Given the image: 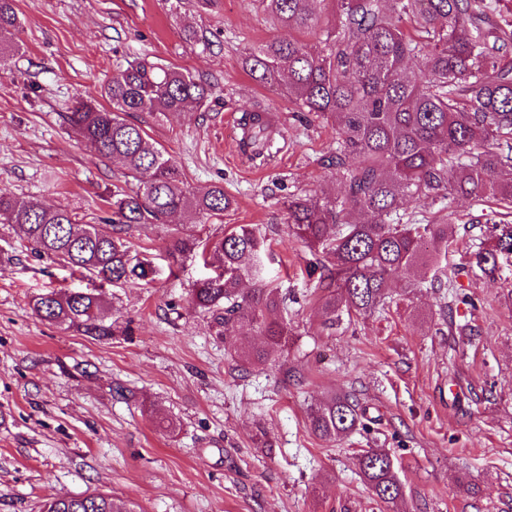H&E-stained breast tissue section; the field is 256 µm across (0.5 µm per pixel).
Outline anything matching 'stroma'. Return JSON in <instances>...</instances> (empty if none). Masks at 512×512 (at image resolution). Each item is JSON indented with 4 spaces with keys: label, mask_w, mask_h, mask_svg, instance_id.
I'll list each match as a JSON object with an SVG mask.
<instances>
[{
    "label": "stroma",
    "mask_w": 512,
    "mask_h": 512,
    "mask_svg": "<svg viewBox=\"0 0 512 512\" xmlns=\"http://www.w3.org/2000/svg\"><path fill=\"white\" fill-rule=\"evenodd\" d=\"M16 52L0 74V190L97 221L121 176L63 120L78 97L96 99L114 69L152 56L204 75L202 108L151 123L152 138L191 186L223 184V220L185 214L135 229L131 250L158 269L148 284L105 285L111 338L41 322L34 296L92 282L31 254L0 223V512H41L62 495L102 491L135 512H393L361 480L356 457L386 449L402 485L400 512H512V263L482 272L472 200L403 205L453 222L450 289L392 285L393 302L329 330L309 250L292 236L284 203L341 178L321 159L332 119L294 111L286 92L254 81L243 58L286 30L252 0H16ZM266 113L280 136L248 158L234 118ZM257 224L271 243L264 281L294 297L291 334L265 366L239 371L223 339L189 303L215 267L166 251L170 227L201 243ZM358 397L370 429L325 442L310 406ZM269 447H256L257 434Z\"/></svg>",
    "instance_id": "35a3bbf8"
}]
</instances>
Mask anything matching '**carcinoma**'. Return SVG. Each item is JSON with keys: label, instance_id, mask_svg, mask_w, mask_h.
I'll return each mask as SVG.
<instances>
[{"label": "carcinoma", "instance_id": "obj_1", "mask_svg": "<svg viewBox=\"0 0 512 512\" xmlns=\"http://www.w3.org/2000/svg\"><path fill=\"white\" fill-rule=\"evenodd\" d=\"M277 24L298 34L264 42L243 59L257 83L283 89L298 112L336 123L337 146L326 167L342 174L343 198L305 194L288 200L292 234L313 254L323 324L342 315L365 318L390 303V283L447 261L449 223L435 212L423 223L403 221L410 199L468 197L488 236L475 253L490 272L512 257V0H253ZM15 0H0V71L18 47ZM215 84L207 77L141 57L104 81L107 105L81 98L64 121L86 149L124 166V184L112 190V216L90 223L76 212L0 191V220L19 226L39 255L114 285L151 282L157 269L132 253L133 228L166 224L178 213L224 220L233 204L224 186L191 187L183 170L147 131L143 116L161 119L203 106ZM244 151L261 155L274 130L266 116L245 111ZM199 247L174 235L168 256L177 261ZM267 238L239 224L203 248L221 272L190 292L215 334L247 324L263 337L234 336L226 345L242 366L268 361L288 344L290 297L263 282ZM42 321L87 336L114 334L97 288L50 290L31 301ZM370 419L349 395L334 396L309 412L312 432L334 441ZM363 481L383 503L402 498L391 455L370 448L358 457ZM44 512H134L104 493L66 495Z\"/></svg>", "mask_w": 512, "mask_h": 512}]
</instances>
